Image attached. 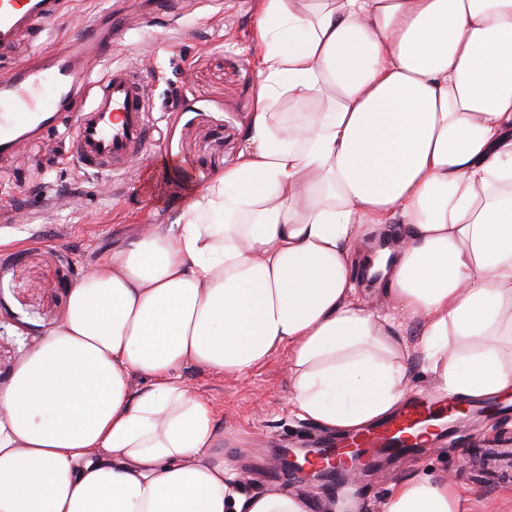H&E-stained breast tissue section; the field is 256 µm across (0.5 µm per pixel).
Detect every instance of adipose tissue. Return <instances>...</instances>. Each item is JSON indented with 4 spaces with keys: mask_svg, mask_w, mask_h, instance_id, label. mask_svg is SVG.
Wrapping results in <instances>:
<instances>
[{
    "mask_svg": "<svg viewBox=\"0 0 512 512\" xmlns=\"http://www.w3.org/2000/svg\"><path fill=\"white\" fill-rule=\"evenodd\" d=\"M257 14L234 162L180 184L172 224L69 288L0 385V512H314L307 495L245 489L186 364L242 376L287 351L297 415L353 432L401 407L413 323L438 393L512 390V0H257ZM395 219L389 304L373 310L351 258ZM380 512L491 510L411 473Z\"/></svg>",
    "mask_w": 512,
    "mask_h": 512,
    "instance_id": "1",
    "label": "adipose tissue"
}]
</instances>
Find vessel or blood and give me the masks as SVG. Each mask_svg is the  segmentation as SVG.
Returning <instances> with one entry per match:
<instances>
[{
    "label": "vessel or blood",
    "mask_w": 512,
    "mask_h": 512,
    "mask_svg": "<svg viewBox=\"0 0 512 512\" xmlns=\"http://www.w3.org/2000/svg\"><path fill=\"white\" fill-rule=\"evenodd\" d=\"M60 6L61 0H0V46L11 45L20 29L41 26ZM111 48L100 30L91 29L81 42L40 63L19 64L1 78L0 152H12L19 142L55 126ZM150 110L136 70L115 66L107 71L97 83L92 103L74 117L72 143L81 167L123 176L127 164L142 154L152 137ZM456 410V402L448 399H410L388 421L358 433V445L400 451L417 443L425 423L444 420ZM351 456L347 441H327L304 464L324 470L330 483L346 485L353 472Z\"/></svg>",
    "instance_id": "b4317fda"
}]
</instances>
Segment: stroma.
Here are the masks:
<instances>
[{
	"mask_svg": "<svg viewBox=\"0 0 512 512\" xmlns=\"http://www.w3.org/2000/svg\"><path fill=\"white\" fill-rule=\"evenodd\" d=\"M153 0H65L42 30L21 33L0 54V76L81 38L103 14L112 30L111 62L141 72L144 97L156 106L153 138L123 177L112 180L69 161L56 132L0 156V384L8 383L33 339L62 317L69 288L142 225H169L170 183L190 176L205 185L235 158L254 109L258 75L250 47L257 0H177L158 15ZM181 380L211 401L228 461L256 491H299L318 508L330 499L321 484L286 471L280 449L304 448L323 431L293 411L288 354L279 352L243 376L189 364ZM466 437L444 433L400 457L381 460L357 481V512H376L399 479L414 471H457L464 492L486 501L512 496V468L478 477L471 457L483 448H512V397L482 400Z\"/></svg>",
	"mask_w": 512,
	"mask_h": 512,
	"instance_id": "1",
	"label": "stroma"
}]
</instances>
